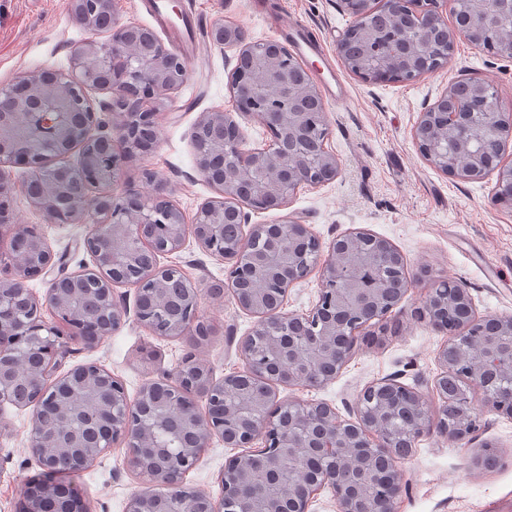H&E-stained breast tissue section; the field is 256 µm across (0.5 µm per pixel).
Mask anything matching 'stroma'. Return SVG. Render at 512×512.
<instances>
[{
    "mask_svg": "<svg viewBox=\"0 0 512 512\" xmlns=\"http://www.w3.org/2000/svg\"><path fill=\"white\" fill-rule=\"evenodd\" d=\"M189 2L199 16V31L195 49L182 52L188 78L169 94L159 114L155 149L131 161L119 160L114 193L131 190L147 197L156 182H163L172 203L185 220H192L203 203L218 195L195 166L193 133L201 115L233 113L248 147H264L270 139L255 119L236 113L231 76L239 50L215 46L211 24L223 20L242 29L252 43L280 40L283 25L300 26L326 48L327 62H304L318 88L334 77L345 95L342 101L324 103L330 129L326 146L336 155L340 170L332 181L300 188L285 210L252 213V223L269 224L286 212L308 224L325 243L354 229L370 232L392 242L409 273L425 267L433 277L464 281L479 314L512 315V210L492 200L495 174L476 181L452 178L423 159L412 136L424 105L435 102L454 80L487 81L502 104L512 107V62L489 57L460 37L447 67L411 83L367 84L345 67L336 49L340 33L351 22L338 0H263L260 12L255 11L254 0H168L180 8ZM89 36L72 19L64 0H0V87L33 71H68L73 48ZM149 171L154 180L146 179ZM12 174L7 209L14 222L43 234L63 274L91 267L83 247L88 224L49 222L26 193L27 169L13 168ZM162 262L179 265L204 290L200 308L215 335L198 353L215 378L240 370L239 346L256 318L239 308L230 294L208 293L209 285L224 281V261L190 237ZM118 293L128 309L121 327L95 349L75 346L65 365L97 363L121 380L132 398L148 380L175 371L189 345L182 338L153 335L136 320L133 287H120ZM425 294V283L409 288L388 318L389 331L382 343L357 347L327 385L281 386L278 400L324 402L349 419L366 385L395 376L438 405L433 385L440 371L437 352L445 338L414 315ZM483 419L486 426L471 443L436 432L419 438L411 455L398 463L403 491L396 512H512V419L491 412ZM0 420L6 424L0 430V512H17L25 480L42 469L28 448L30 409L1 406ZM475 442L497 447L502 459L495 468L482 473L471 469ZM233 454L223 441L213 439L186 474V486L219 496L220 474ZM71 479L83 491L91 512H125L129 497L144 487L120 445Z\"/></svg>",
    "mask_w": 512,
    "mask_h": 512,
    "instance_id": "1",
    "label": "stroma"
}]
</instances>
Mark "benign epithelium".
<instances>
[{"label":"benign epithelium","instance_id":"1","mask_svg":"<svg viewBox=\"0 0 512 512\" xmlns=\"http://www.w3.org/2000/svg\"><path fill=\"white\" fill-rule=\"evenodd\" d=\"M342 10L354 22L374 10L405 20L394 36L380 68L352 69L367 84L393 81L406 73L413 79L426 71V54L433 37L443 34L452 43L463 34L493 58H512V47L494 45L488 36L496 32L501 18L512 20V0H452L454 10L465 11L468 27L448 26L439 9L440 0H340ZM112 0H70L69 11L85 29L110 33L105 41L91 40L75 47L68 73L25 77L0 92L15 100L17 124L23 145H18L14 124L0 121V197L12 191L6 166L29 169L30 195L55 223L91 219L93 230L83 240L93 260V271L109 272L99 291L100 309L69 312L75 284L82 272L54 278L45 302L26 287L29 278L44 274L53 254L37 229L11 224L7 210L0 211V238L10 237V251L0 253V264L15 276L0 279V406L32 407L28 448L42 473L24 483L18 512H40L45 496H62L70 512H88L81 492L60 479L59 462L70 449L82 448L88 465L121 444L127 464L150 489L132 495L126 512H154L152 504L163 496H175L173 512H223L230 503L233 512H309L323 489H330L337 512H395L402 492V476L390 459L412 452L422 436L437 432L453 440H472L482 426L487 410L512 418V316L480 315L469 288L462 281L430 280L428 294L416 315L445 335L438 352L441 372L434 390L441 399L432 409L415 388L384 378L365 386L357 396L356 421L341 419L323 402L276 401V391L252 385L255 393L270 396L262 403L248 398L241 405L224 407L216 414L215 395L224 392V382L250 383L256 379L270 385L320 388L335 378L360 343L373 345L388 330L387 318L394 308L385 304V274L398 271L397 297L403 298L415 281L429 277L426 268L408 277L405 260L386 238L372 236L370 249L362 247L359 231L344 233L323 243L306 224L285 215L273 224H255L232 251L219 245L224 238V218L246 224L245 203L255 211L280 209L303 186H316L338 175L336 156L325 143L329 124L325 109L318 119L293 107L294 101L311 95L321 99L309 71L295 60L288 48V61L265 53L260 72L245 76L236 66L232 90L236 104L269 131L271 140L261 149L246 148L240 126L227 113L206 112L198 123L213 130L208 143L195 144L200 174L216 188L219 197L203 203L191 225L169 196L158 191L144 198L135 192L112 194L116 178L113 167L101 168L88 159L77 169L61 160L85 143L102 151L112 150L110 112H98L88 92L112 89L114 106L122 111L124 156L144 154L155 140L135 138L139 126L156 125L167 95L179 87L169 78L175 56L165 45L154 55L136 50L131 37L139 27L122 24L111 10ZM231 26L216 20L210 30L214 45L249 48L244 37L227 38ZM472 96L465 99L449 84L438 99L425 107L413 128L421 155L447 175L463 181L479 180L497 172L493 198L512 208V163L503 161L505 144L512 139V113L478 79L468 80ZM83 178L87 185L108 190L91 195L66 192L69 183ZM227 264V285L242 309L257 317L251 332L240 343L241 371L217 379L211 367L193 352L186 354L169 376L148 380L135 399H129L123 383L99 365L90 362L63 373L71 344L92 349L116 331L127 313L116 288L125 285L120 269L132 255L145 253L139 283L135 284L136 318L140 324L144 307L141 294L159 295L163 280L177 275L199 303L201 289L174 265L160 257L179 250L187 236ZM318 271L320 288L316 303L306 312L284 311L288 288ZM276 284L279 296L272 304L260 296L253 276ZM48 306L52 321L43 317ZM214 333L198 317L171 325L169 335L185 336L192 347L207 342ZM34 355L40 365L25 373L31 400H16L18 354ZM463 383L460 391L448 390V377ZM170 385V404L177 407L182 423L191 425L195 441L188 448H165L151 442L152 426L141 418L144 398L160 385ZM458 414L448 419V406ZM219 437L231 448L247 452L229 458L220 477L221 497L184 485L185 474L199 458V449ZM257 441L262 447L250 450ZM163 453L184 456L165 480L159 479L153 461ZM498 455L488 444L472 449L471 466L490 470Z\"/></svg>","mask_w":512,"mask_h":512}]
</instances>
